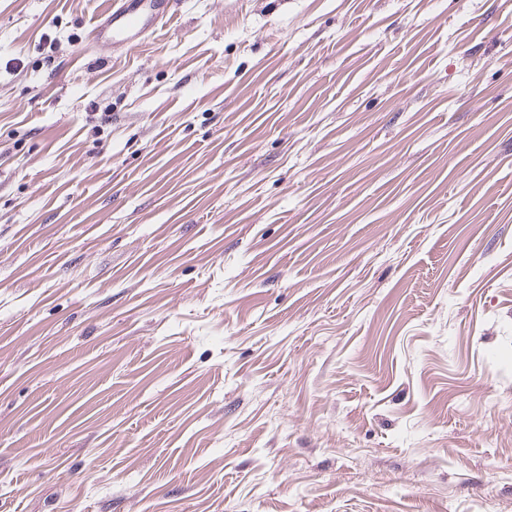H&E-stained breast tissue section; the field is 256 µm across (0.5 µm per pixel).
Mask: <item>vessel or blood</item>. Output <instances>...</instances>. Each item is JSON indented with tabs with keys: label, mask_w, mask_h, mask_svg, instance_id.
Segmentation results:
<instances>
[{
	"label": "vessel or blood",
	"mask_w": 512,
	"mask_h": 512,
	"mask_svg": "<svg viewBox=\"0 0 512 512\" xmlns=\"http://www.w3.org/2000/svg\"><path fill=\"white\" fill-rule=\"evenodd\" d=\"M177 13L176 0H110L107 11L92 28L91 37L131 52L142 39L172 21Z\"/></svg>",
	"instance_id": "vessel-or-blood-1"
}]
</instances>
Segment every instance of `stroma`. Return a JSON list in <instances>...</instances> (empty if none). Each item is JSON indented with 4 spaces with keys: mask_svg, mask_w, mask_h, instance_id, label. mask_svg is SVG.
Wrapping results in <instances>:
<instances>
[{
    "mask_svg": "<svg viewBox=\"0 0 512 512\" xmlns=\"http://www.w3.org/2000/svg\"><path fill=\"white\" fill-rule=\"evenodd\" d=\"M0 0V512H512V0ZM109 7L91 30L95 41H107L125 52L172 21L178 13L174 0H109Z\"/></svg>",
    "mask_w": 512,
    "mask_h": 512,
    "instance_id": "35a3bbf8",
    "label": "stroma"
}]
</instances>
